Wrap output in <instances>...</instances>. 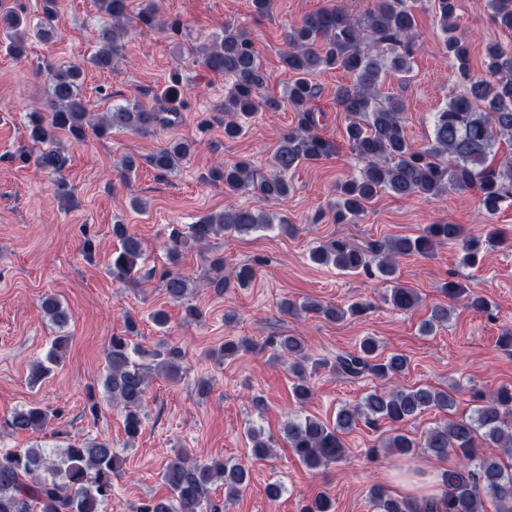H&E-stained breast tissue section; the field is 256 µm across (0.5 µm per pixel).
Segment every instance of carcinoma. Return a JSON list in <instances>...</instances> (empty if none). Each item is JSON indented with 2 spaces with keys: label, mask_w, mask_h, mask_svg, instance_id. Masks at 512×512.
Wrapping results in <instances>:
<instances>
[{
  "label": "carcinoma",
  "mask_w": 512,
  "mask_h": 512,
  "mask_svg": "<svg viewBox=\"0 0 512 512\" xmlns=\"http://www.w3.org/2000/svg\"><path fill=\"white\" fill-rule=\"evenodd\" d=\"M459 0H434L438 23L445 35V47L452 58L463 92L436 113L433 138L425 147L415 146L405 135V106L401 99H381L378 86L384 75L403 81L410 77L415 53L417 20L414 5L408 0H377L376 6L363 20L354 19L345 6L336 4L307 15L289 26L284 36L285 50L281 62L295 79L288 86V104L297 114L296 126L283 133L271 159V171L257 177L247 160L226 163L212 171V178L224 183L229 197L252 193L258 199L253 207L231 203L219 215L203 217L189 226L190 237L201 243L222 232L246 234L278 221L285 233L295 231L283 215L274 217L263 204L288 196V173L299 165L317 162L334 150L333 143L319 133L312 102L318 87L312 76L320 70L337 69L350 75V81L336 87V105L349 116L345 131L350 151L365 165L359 176L337 184L333 214L336 223L351 224L365 211V204L383 192L399 198H433L450 189H474L479 204L488 217L495 216L503 203L512 200V158L494 163V147L500 140L512 146V47L501 43L485 48L481 73L471 69L470 46L458 34ZM105 19L95 36V51L89 63L99 70L112 69L119 57L120 39L127 32L128 0H97ZM492 22L512 33V0H487ZM58 0H43L42 16L28 18L21 11L0 10V36L7 51L19 57L30 37L48 41L56 33L53 25ZM141 31H175L179 24L162 18L154 0H144L136 16ZM195 52L204 66L231 80L224 96V138L234 140L245 129L246 120L260 110L275 112L283 100L262 94L266 75L255 44L239 27L228 23L224 33L212 43H202ZM81 66L68 65L51 70L46 105L27 113L28 137L38 151L20 154L24 163L32 162L56 176L55 189L62 198L71 189L59 175L68 157L55 142L66 133L76 140L85 138L87 130L107 135L114 127L128 129L143 136L157 133L158 128L172 123L180 103V77L173 74L163 91L165 107L145 108L138 103L112 107L96 121L81 100ZM192 153V144L173 140L145 158V162L161 173L180 170ZM112 235L120 242L112 254V275L126 279L137 272L143 251L140 240L126 224L112 225ZM459 246L461 264L478 263L482 241L469 237L460 224H429L415 237L399 236L358 244L347 238H332L309 253L312 263L333 267L350 274L375 275L391 284L384 301L398 311H410L420 303L417 292L397 282L396 258L411 254L427 256L438 243ZM216 276L210 287L221 293L230 287L247 288L255 277L252 264H239L224 274V257L209 260ZM167 296L184 305V319L193 321L201 312L187 300L190 280L178 273L164 276ZM443 293L452 300L465 299L466 307L485 313L489 302L481 295L467 291L451 281ZM280 308L319 315L340 321L358 316L368 309L363 302L348 307L323 304L307 299L302 304L284 299ZM42 310L58 327L44 360L32 370L38 382L60 364L70 346V336L63 332L70 315L59 301L47 296ZM452 306L432 307L422 331L431 334L448 323ZM136 323L126 321V335L111 337L105 350L106 373L104 391L124 410L127 440H135L142 428L144 403L149 390L148 367L132 359L131 336ZM278 357L288 359V370L295 377L293 392L303 403L312 395L307 375L309 363L306 341L300 336H277L272 341ZM251 347L246 338L226 339L218 356L226 359ZM379 343L372 336L363 337L354 353L340 354L331 368L336 373L355 378L368 372L379 379L405 374L409 368L406 356L393 353L378 360ZM156 367L175 379L179 377L184 353L168 344L153 353ZM456 407L447 390L419 385L390 392L368 393L359 403L345 405L336 412L335 422L295 417L285 426L288 447L300 463L316 471L341 460L346 452L342 437L359 421L376 425L384 420L404 424L416 416L437 410L451 412ZM52 414L39 406L17 409L8 428L17 434L42 432L50 425ZM252 454L257 458L270 455L274 440L260 428L249 431ZM386 447L408 457L417 451L444 460L454 459L452 466L440 474L439 498L418 500L393 495L375 486L369 498L374 512H485L482 495L492 497L495 512H512V387L501 385L481 397V404L469 413L451 416L431 427L421 440L404 430L395 431ZM120 473V459L109 440H89L70 444L51 460L39 445L9 451L0 456V512H103L112 499L113 479ZM249 482V471L240 463L216 459L201 462L181 451L163 474L166 494L141 503L138 512H219L212 504L211 493L217 484L232 497ZM301 512H334L331 500L322 494L308 501Z\"/></svg>",
  "instance_id": "cac0c4a2"
}]
</instances>
